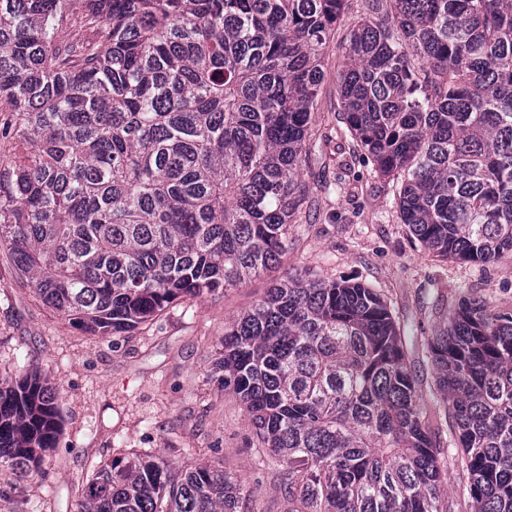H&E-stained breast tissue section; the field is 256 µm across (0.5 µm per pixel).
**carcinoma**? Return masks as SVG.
Returning a JSON list of instances; mask_svg holds the SVG:
<instances>
[{
	"label": "carcinoma",
	"mask_w": 512,
	"mask_h": 512,
	"mask_svg": "<svg viewBox=\"0 0 512 512\" xmlns=\"http://www.w3.org/2000/svg\"><path fill=\"white\" fill-rule=\"evenodd\" d=\"M350 0H0V246L77 328L129 332L280 265L302 198L323 50ZM340 111L425 250L512 259V0H363ZM68 23L82 37L61 40ZM408 337L360 283L288 275L224 326L214 372L288 512H448ZM459 498L512 512V309L464 298L424 339ZM59 432L33 373L0 380V464ZM80 512H247L211 465H99Z\"/></svg>",
	"instance_id": "carcinoma-1"
}]
</instances>
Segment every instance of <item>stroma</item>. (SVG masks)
<instances>
[{"mask_svg":"<svg viewBox=\"0 0 512 512\" xmlns=\"http://www.w3.org/2000/svg\"><path fill=\"white\" fill-rule=\"evenodd\" d=\"M336 42L323 54L312 115L305 201L280 268L117 336L74 327L35 294L0 250V374L38 372L57 393L60 431L34 473L0 466V512H78L83 480L104 461L158 452L176 464H220L243 486L249 512H286L273 470L239 400L211 373L224 326L284 271L375 289L411 335L429 337L466 297L512 307V261L477 267L429 254L397 217L391 183L340 138Z\"/></svg>","mask_w":512,"mask_h":512,"instance_id":"1","label":"stroma"}]
</instances>
